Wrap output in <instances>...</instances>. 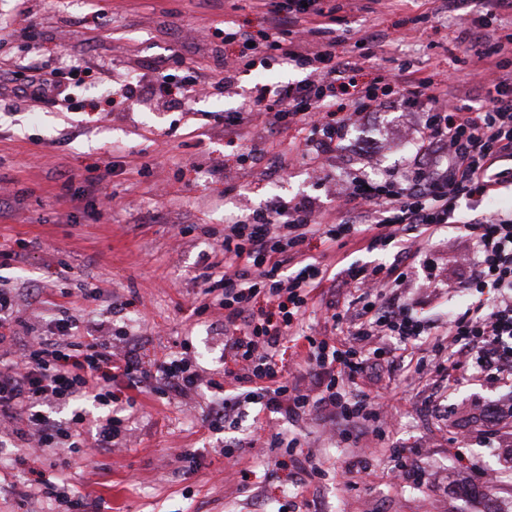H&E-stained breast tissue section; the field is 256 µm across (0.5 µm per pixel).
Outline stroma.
Listing matches in <instances>:
<instances>
[{
  "label": "stroma",
  "instance_id": "1",
  "mask_svg": "<svg viewBox=\"0 0 512 512\" xmlns=\"http://www.w3.org/2000/svg\"><path fill=\"white\" fill-rule=\"evenodd\" d=\"M360 3L341 26L373 32L376 42L336 46L340 58L355 62L357 85L407 63L447 76L458 105H482L472 90L489 73L456 39L461 26L473 25L482 0H456L439 15L434 0H396L389 9ZM0 20L8 24L0 35V251L11 254L0 264V284L18 295L19 335L43 333L61 304L83 328L107 321L132 336L143 366L189 348L205 378L189 413L182 398L152 394L114 408L90 397L45 405L61 423L83 412L88 441L113 411L126 418L125 437L91 463L78 454L14 448L11 424H0V512H52L37 495L44 477L67 481L96 502V512H486L490 502L512 512V435L491 434L485 421L491 408L512 401V382L490 383L471 370L449 386L433 371L445 354L431 336L412 349L423 374L404 369L363 383L392 398L393 424L375 423L364 433L343 425L333 433L322 412L286 421L252 405L242 419L246 442L230 458L220 453L223 435L206 426L214 400L207 381L234 389L236 366L224 348L230 333L223 316L194 312L205 300L202 254L223 240L225 225L251 211L305 198L336 219L349 177L376 180L402 170L411 156L404 131L412 116L401 112L399 95H390L379 126L348 127L335 155L316 162L302 154V132L271 137L254 125L248 139L224 137L225 113L245 107L256 86L305 78L277 50L240 72L231 88L179 106L125 87L126 73L149 74L174 53L184 60L172 70L175 80L220 78L225 22L258 39L271 27L248 0L231 7L225 0H0ZM36 72L69 77L72 103L19 97L17 86ZM104 185L118 196L109 209L96 200ZM456 236L445 225L423 234L401 290L434 319L473 301L462 286ZM310 252L339 270L393 259L392 250L361 243L327 254L315 240ZM36 289L43 303H30ZM82 289L96 292V300H81ZM272 424L296 440L279 460L262 452ZM183 448L199 456L189 475L175 457ZM401 448L410 451L408 473L397 480ZM315 468L320 476H312ZM469 487L483 497L464 496Z\"/></svg>",
  "mask_w": 512,
  "mask_h": 512
}]
</instances>
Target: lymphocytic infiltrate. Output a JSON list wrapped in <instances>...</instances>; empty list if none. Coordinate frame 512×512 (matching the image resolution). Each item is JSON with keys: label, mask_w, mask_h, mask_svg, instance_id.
Instances as JSON below:
<instances>
[{"label": "lymphocytic infiltrate", "mask_w": 512, "mask_h": 512, "mask_svg": "<svg viewBox=\"0 0 512 512\" xmlns=\"http://www.w3.org/2000/svg\"><path fill=\"white\" fill-rule=\"evenodd\" d=\"M251 2L273 16L270 41L257 43L247 31L226 27L225 42L238 44L239 51L224 61L223 85L231 86L239 70L264 60L270 47L307 70L308 76L292 85L259 88L248 110L225 114V137L236 139L257 119L271 134L311 129L317 155L335 152L344 129L373 119L384 102L371 87H353L355 65L337 59L335 43L309 50L295 29L306 23L321 29L335 24L339 12L356 9L357 0ZM458 40L468 44L477 61L497 71L486 106L466 110L452 104L447 82L430 74L422 76L407 67L386 73L405 105L423 108L422 120L409 129L417 151L410 173H392L382 183L351 180L347 202L357 211V220L319 221L312 203L284 201L252 219L225 225L219 247L202 256L204 295L223 310L225 326L243 330L225 344L239 365L238 393L214 403L212 430L235 428L244 400L291 418L313 408L334 421L363 426L375 421L380 405L361 391L360 382L376 366L404 362V354L392 348L362 354L339 348L331 338L306 335L301 317L313 292L332 286L355 293L361 304L357 314L342 309L331 315L334 322H348L355 342L395 336L408 344L430 335V325L414 305L396 304L395 290L413 274L420 237L439 224L457 225L460 257L475 263L466 286L478 300L449 318L444 331L448 356L437 369L452 385L468 370L491 381L512 379V213L481 209L498 186L512 184V167L500 165L502 158L512 157V67L504 59L512 47L485 45L466 29L460 30ZM347 86L352 89L350 109L336 111V91ZM463 200L473 212L467 219L459 213ZM354 237L371 250L394 246L392 262L334 273L308 254L313 240L342 248ZM20 324L11 292L1 288L0 417L13 421L12 435L20 448L55 449L63 444L75 452L70 439L82 429L83 414L74 413L57 424L43 413L44 404L90 397L107 405L117 380L138 391L149 381H161L182 397L201 379L185 356L151 370L131 356H118L109 323L81 331L64 306L47 333L21 344L16 341ZM288 335L306 343L311 386L290 382L279 368L277 349Z\"/></svg>", "instance_id": "lymphocytic-infiltrate-1"}]
</instances>
